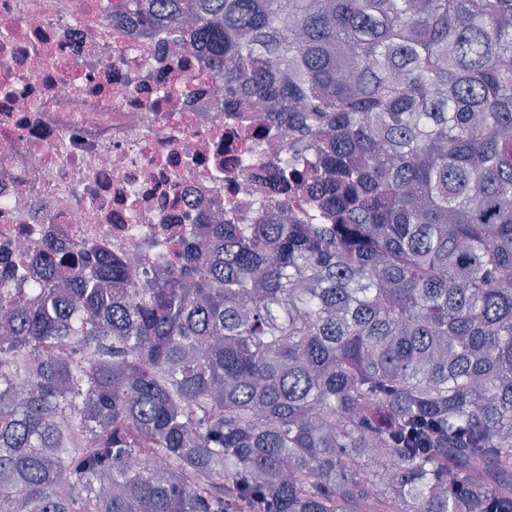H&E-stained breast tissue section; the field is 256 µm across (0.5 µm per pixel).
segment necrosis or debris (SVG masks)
<instances>
[{
    "mask_svg": "<svg viewBox=\"0 0 512 512\" xmlns=\"http://www.w3.org/2000/svg\"><path fill=\"white\" fill-rule=\"evenodd\" d=\"M186 39L165 21L143 37L126 0H0L1 275H29L45 242L83 241L140 281L160 242L205 236L213 215L311 212L315 192L276 191L269 165L291 131L225 111Z\"/></svg>",
    "mask_w": 512,
    "mask_h": 512,
    "instance_id": "1",
    "label": "necrosis or debris"
}]
</instances>
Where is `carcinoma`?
<instances>
[{
  "instance_id": "cac0c4a2",
  "label": "carcinoma",
  "mask_w": 512,
  "mask_h": 512,
  "mask_svg": "<svg viewBox=\"0 0 512 512\" xmlns=\"http://www.w3.org/2000/svg\"><path fill=\"white\" fill-rule=\"evenodd\" d=\"M140 2L315 212L0 282V512H512V0Z\"/></svg>"
}]
</instances>
